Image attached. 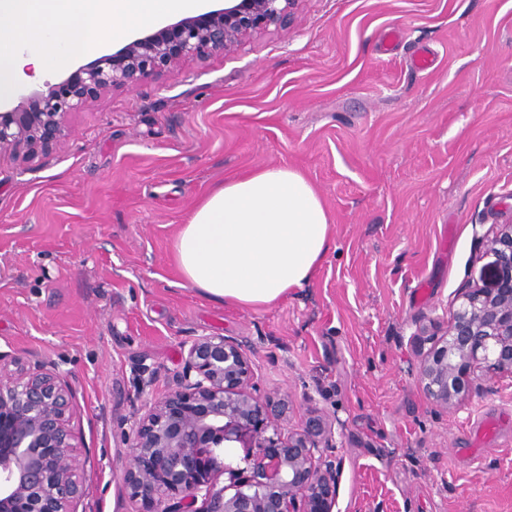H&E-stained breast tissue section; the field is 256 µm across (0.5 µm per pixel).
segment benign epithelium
<instances>
[{"instance_id":"1","label":"benign epithelium","mask_w":512,"mask_h":512,"mask_svg":"<svg viewBox=\"0 0 512 512\" xmlns=\"http://www.w3.org/2000/svg\"><path fill=\"white\" fill-rule=\"evenodd\" d=\"M303 2L224 0L220 8L140 34L57 83H14L11 97L0 99V154L27 160L57 150L70 114L110 91L283 29ZM486 247L495 257L490 286L461 290V305L445 328L434 327L433 346L417 366L424 393L445 410L481 374L512 377V218ZM76 407V390L63 372L0 353V512H78L90 496L86 460L75 444ZM288 409V397L258 393L238 343L193 338L173 384L131 417L125 494L162 512H334L340 467L328 451L335 423L313 412L285 433ZM238 446L258 449L243 468L224 462L226 449Z\"/></svg>"}]
</instances>
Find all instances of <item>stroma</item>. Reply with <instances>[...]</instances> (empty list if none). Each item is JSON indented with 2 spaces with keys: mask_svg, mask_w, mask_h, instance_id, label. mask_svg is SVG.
Wrapping results in <instances>:
<instances>
[{
  "mask_svg": "<svg viewBox=\"0 0 512 512\" xmlns=\"http://www.w3.org/2000/svg\"><path fill=\"white\" fill-rule=\"evenodd\" d=\"M68 130L32 161L0 155V351L68 375L87 512H143L120 490L127 422L202 334L288 397L286 427L335 420L334 512H512V378L445 411L415 377L420 327L489 283L485 241L512 217V0H304L288 28L107 93ZM264 166L311 182L333 244L252 310L185 286L173 242L212 187Z\"/></svg>",
  "mask_w": 512,
  "mask_h": 512,
  "instance_id": "1",
  "label": "stroma"
}]
</instances>
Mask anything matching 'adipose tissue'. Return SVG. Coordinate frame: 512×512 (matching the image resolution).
Here are the masks:
<instances>
[{
    "label": "adipose tissue",
    "mask_w": 512,
    "mask_h": 512,
    "mask_svg": "<svg viewBox=\"0 0 512 512\" xmlns=\"http://www.w3.org/2000/svg\"><path fill=\"white\" fill-rule=\"evenodd\" d=\"M203 7L204 0H0V95L26 61L61 67L105 36ZM332 243L311 183L272 166L214 186L181 225L174 257L184 281L204 296L259 309L304 287Z\"/></svg>",
    "instance_id": "1"
}]
</instances>
